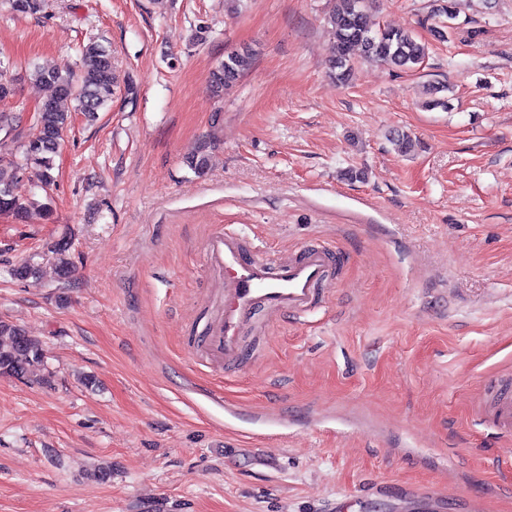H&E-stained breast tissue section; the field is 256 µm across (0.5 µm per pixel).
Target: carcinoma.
I'll use <instances>...</instances> for the list:
<instances>
[{
  "label": "carcinoma",
  "instance_id": "cac0c4a2",
  "mask_svg": "<svg viewBox=\"0 0 512 512\" xmlns=\"http://www.w3.org/2000/svg\"><path fill=\"white\" fill-rule=\"evenodd\" d=\"M45 0H9L16 13L34 14L44 7ZM326 21L332 32L329 63L336 81L346 82L352 71L349 53L361 49L364 58L381 64L412 69L425 58V46L415 36L402 29L375 28L368 23L369 9L374 0H329ZM81 69L77 74L57 71H36L37 79L54 88V96L34 111V133L22 145L21 157H0V213L20 215L26 211L29 199L20 190L23 171L30 165L40 168V188L54 182V157L71 127L74 113L87 120L96 119L119 88L108 46L91 38L80 47ZM253 53L249 49L228 53L212 72L210 90L217 96L232 88L250 68ZM210 157L207 146L185 159L197 175L205 173ZM69 240L56 241L45 253L46 261L55 265L62 279L69 278L71 262ZM42 262L28 259L15 269L14 276L25 279L37 277ZM44 365L41 341L26 333L20 326L0 319V374L17 379H30L33 370Z\"/></svg>",
  "mask_w": 512,
  "mask_h": 512
}]
</instances>
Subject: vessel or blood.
<instances>
[{
    "label": "vessel or blood",
    "instance_id": "obj_1",
    "mask_svg": "<svg viewBox=\"0 0 512 512\" xmlns=\"http://www.w3.org/2000/svg\"><path fill=\"white\" fill-rule=\"evenodd\" d=\"M204 260L224 279L217 322L200 339L202 354L215 362L244 358L241 336L257 309L292 316L309 312L328 272L322 249L307 248L277 261L244 249L238 235L229 231L211 236ZM481 414L499 433L512 436V380L498 377L487 383Z\"/></svg>",
    "mask_w": 512,
    "mask_h": 512
}]
</instances>
